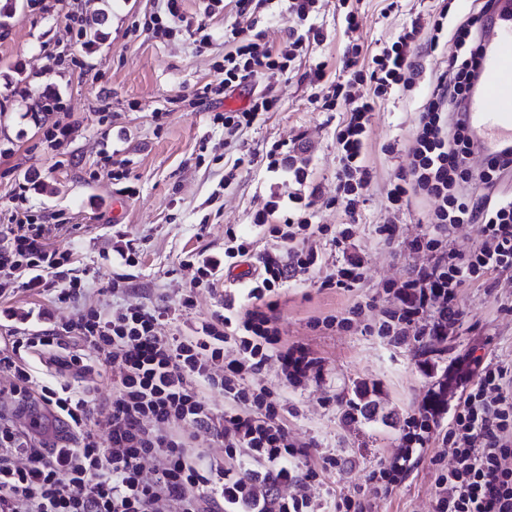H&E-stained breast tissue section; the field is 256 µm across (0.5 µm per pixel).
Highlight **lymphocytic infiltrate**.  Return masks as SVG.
I'll return each mask as SVG.
<instances>
[{
  "mask_svg": "<svg viewBox=\"0 0 512 512\" xmlns=\"http://www.w3.org/2000/svg\"><path fill=\"white\" fill-rule=\"evenodd\" d=\"M279 2L288 26L284 46H267L232 27L237 47L224 56L223 78L196 90L193 104H217L230 90L281 75L325 40L315 22L317 0ZM473 2L458 21L447 0H437L429 14L412 15L393 42L373 51L348 41L341 79L327 95L313 97L317 108L343 111L335 202L348 223H313V202L302 192L310 183L307 167L289 162L281 143H273L266 170L286 178L294 191L257 209L251 232L227 229L222 254L187 251L182 263L196 275L177 304L122 305L129 287L124 275L112 281L113 305L92 300L85 281L70 273L69 253L49 249L44 215L25 195L15 196L0 225V298L25 290L58 305L79 299L85 305L75 320L0 336V374L12 397L11 411L0 412V512H373L368 498L323 490L324 475L347 472L351 458L322 451L315 464H295L298 445L288 419L298 410L257 376L272 364L295 388L324 380L322 358L301 344L282 345L280 292L288 283L314 279L347 291L364 283L355 221L372 179L366 152L371 117L386 95L415 90L425 77L426 55L445 54L446 66L430 78L405 163L390 183L393 220L376 231L393 239L396 216L414 201L428 203L427 222L412 241L428 261L383 284L392 304L379 305L372 296L310 325L356 330L394 348L420 347L460 327L462 288L512 269V194L500 189L512 160L471 169L467 159L476 145L459 118L479 76L482 37L495 9V0ZM462 224L478 227L476 242L465 250L453 244ZM261 238L271 247L258 248ZM329 251L336 268L324 276L321 261ZM245 262L247 278L221 283L222 273ZM219 283L226 291L223 312L161 334L163 323L193 308V289ZM35 358L53 365L54 375L34 371ZM476 367L456 378L459 394L447 427L436 417L443 403L438 394L404 419L401 452L369 473L377 493L395 492L436 441L450 450L452 463L431 459L435 512H512V365L489 359ZM72 371L79 381L69 380ZM107 372L112 389L101 398L91 378ZM210 389L223 391V408L210 403ZM38 403L64 425L69 444H49L22 424ZM187 424L220 441L223 458L211 459L206 448L193 445L182 432Z\"/></svg>",
  "mask_w": 512,
  "mask_h": 512,
  "instance_id": "obj_1",
  "label": "lymphocytic infiltrate"
}]
</instances>
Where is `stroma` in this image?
<instances>
[{"instance_id":"1","label":"stroma","mask_w":512,"mask_h":512,"mask_svg":"<svg viewBox=\"0 0 512 512\" xmlns=\"http://www.w3.org/2000/svg\"><path fill=\"white\" fill-rule=\"evenodd\" d=\"M11 7L0 41V218L5 217L18 190H25L31 205L48 218L51 248L70 252L74 275L91 287L108 288L119 267L112 261L119 237L143 245L139 265L130 271L134 289L126 304L150 303L162 298L178 301L194 276L184 267V252L224 250L227 227L247 232L252 216L283 192V185L265 172V154L276 141L289 155L304 154L311 182L319 193L314 200V223L340 225L348 218L333 201L339 162L336 128L342 115L315 109L313 94L326 93L339 75L345 36L336 19V0H321L319 24L327 36L314 47L311 58L294 71L271 80L273 111L260 115L235 139L213 123L215 112L247 106L248 89H237L215 108L191 107L186 96L216 80L225 53V26L238 23L235 0H224L223 10L203 15L200 0H182L181 10L204 24L210 39L196 42L186 32L157 36L145 29L147 15L159 0H87L85 16L104 14V37L89 46L85 69L49 59L77 46V36L64 20L30 0H0ZM364 18L355 36L369 48L392 41L410 12L426 10L427 0H402L398 10L381 15L379 0H360ZM326 63L322 82H312V58ZM55 91L64 111L70 112L75 130L62 151L47 147L44 132L56 120L53 112L34 111L45 90ZM429 83L412 94L392 93L378 105L372 118L368 159L373 181L359 212V243L368 263L363 287L347 292L298 283L280 297V326L287 343L307 345L324 360L323 383L303 388L286 386L275 367L263 380L282 392L298 415L288 430L303 451L298 464L312 463L321 450L353 455L356 464L345 474L325 479L326 489L372 496L368 480L372 465L392 456L401 446L402 424L421 410L429 393L451 382L469 352L512 362V270L502 273L495 290L471 286L463 289L462 326L447 339L429 346L394 348L380 337L355 331L312 329L308 321L344 311L354 301L373 295L383 281L397 279L406 269L422 263L410 250V241L424 222L420 206L400 217L399 235L386 245L375 228L389 218L385 187L403 157L399 152L409 138L415 114ZM396 152H383L386 144ZM125 159L137 192L116 193L111 180L93 179L104 153ZM244 159L242 176L223 187L224 172L236 159ZM15 312L13 324L31 328V308L47 312L51 321L77 318L84 304L61 307L47 298L21 292L8 302ZM378 407L376 416L346 423L341 410L359 402V390ZM435 470L422 459L401 487L378 499L375 512H433Z\"/></svg>"}]
</instances>
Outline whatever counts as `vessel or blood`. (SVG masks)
<instances>
[{"label":"vessel or blood","instance_id":"1","mask_svg":"<svg viewBox=\"0 0 512 512\" xmlns=\"http://www.w3.org/2000/svg\"><path fill=\"white\" fill-rule=\"evenodd\" d=\"M476 94L462 114L483 154L512 148V0H499L480 64Z\"/></svg>","mask_w":512,"mask_h":512}]
</instances>
